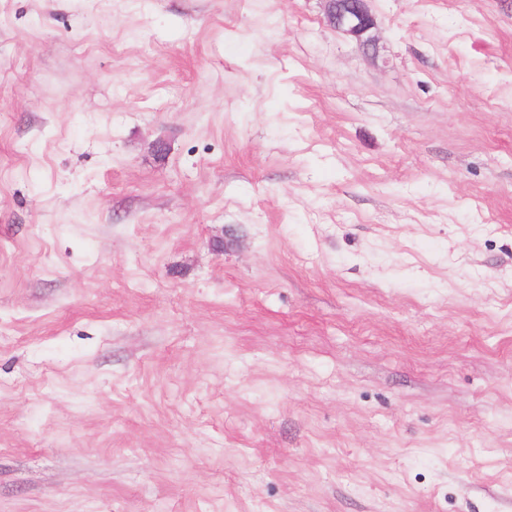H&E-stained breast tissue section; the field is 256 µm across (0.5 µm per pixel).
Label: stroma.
Masks as SVG:
<instances>
[{
  "instance_id": "35a3bbf8",
  "label": "stroma",
  "mask_w": 512,
  "mask_h": 512,
  "mask_svg": "<svg viewBox=\"0 0 512 512\" xmlns=\"http://www.w3.org/2000/svg\"><path fill=\"white\" fill-rule=\"evenodd\" d=\"M369 7L0 0V512H512V0ZM328 24L356 40L366 52L375 55L377 36L375 19L370 12L368 0H325Z\"/></svg>"
}]
</instances>
